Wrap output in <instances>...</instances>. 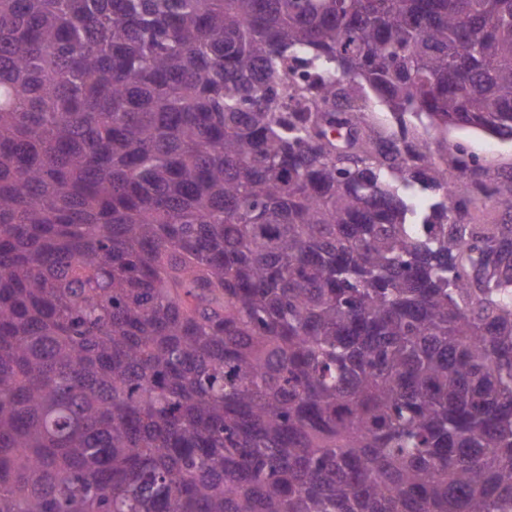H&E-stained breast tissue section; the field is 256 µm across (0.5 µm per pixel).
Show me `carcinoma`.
Returning a JSON list of instances; mask_svg holds the SVG:
<instances>
[{
  "label": "carcinoma",
  "mask_w": 512,
  "mask_h": 512,
  "mask_svg": "<svg viewBox=\"0 0 512 512\" xmlns=\"http://www.w3.org/2000/svg\"><path fill=\"white\" fill-rule=\"evenodd\" d=\"M512 0H0V512H512ZM368 120L370 125L377 131L384 134H391L397 131V125L391 112L383 105L374 100L370 103ZM412 128L419 139L429 142L434 149L443 140L448 141V148L456 143L464 144L479 158L483 172L496 176L498 182L505 187L510 186L512 143L502 142L472 130L448 129L445 132L430 127L426 122L414 121Z\"/></svg>",
  "instance_id": "carcinoma-1"
}]
</instances>
